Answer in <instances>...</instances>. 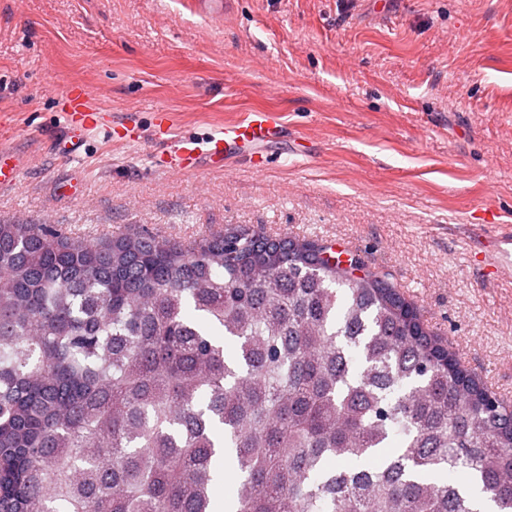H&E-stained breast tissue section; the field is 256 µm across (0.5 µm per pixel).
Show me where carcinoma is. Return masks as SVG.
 Wrapping results in <instances>:
<instances>
[{"mask_svg":"<svg viewBox=\"0 0 512 512\" xmlns=\"http://www.w3.org/2000/svg\"><path fill=\"white\" fill-rule=\"evenodd\" d=\"M359 266L1 222L0 512H214L223 457L234 512H512V407Z\"/></svg>","mask_w":512,"mask_h":512,"instance_id":"1","label":"carcinoma"}]
</instances>
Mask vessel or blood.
Instances as JSON below:
<instances>
[{"mask_svg":"<svg viewBox=\"0 0 512 512\" xmlns=\"http://www.w3.org/2000/svg\"><path fill=\"white\" fill-rule=\"evenodd\" d=\"M65 123L71 144H79L85 132L96 124L95 113L89 112L88 103L92 98L90 89L76 84L65 91ZM281 128L272 112L259 110L244 122L226 125L224 130L211 136L205 146L192 141L175 142L170 157L175 166L185 171L196 170L201 161L223 166L230 158L250 151L276 138ZM476 256L487 275L500 277L512 271V225H505L493 236L477 240L473 244Z\"/></svg>","mask_w":512,"mask_h":512,"instance_id":"obj_1","label":"vessel or blood"}]
</instances>
